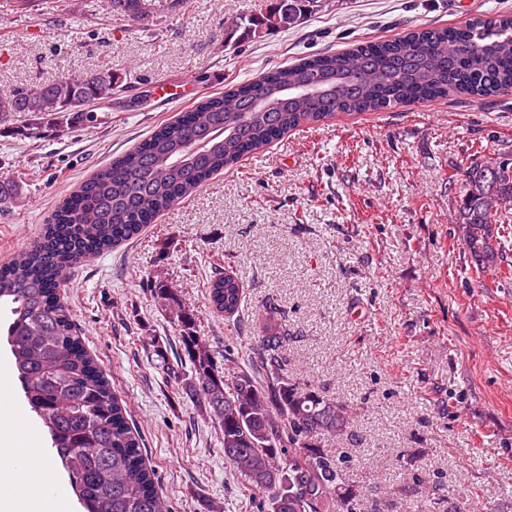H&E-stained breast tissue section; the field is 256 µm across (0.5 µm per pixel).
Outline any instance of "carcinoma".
<instances>
[{
	"mask_svg": "<svg viewBox=\"0 0 512 512\" xmlns=\"http://www.w3.org/2000/svg\"><path fill=\"white\" fill-rule=\"evenodd\" d=\"M153 0H107L134 19L153 16ZM318 0H270L261 16L231 25L238 40L286 30ZM109 64L0 92V123L15 112L69 113L81 123L90 105L122 92ZM512 89V15L462 28H432L352 51L278 67L222 95L207 97L97 170L57 206L42 237L0 265V306L7 307L6 343L31 412L49 436L83 512H169L146 465L142 439L112 383L83 347L58 295L76 264L132 240L197 190L303 123L340 112H373L457 94L488 96ZM512 204V162L464 168L452 222L462 247L484 269H497L502 209ZM177 291L159 282L157 298L178 322L191 374L183 390L222 430L224 461L262 494L269 512H366L347 480L349 457L321 445L352 434V410L308 384L288 379L282 348L286 319L258 310L257 344L245 357L227 350L219 362L196 335L194 314L175 306ZM210 307L226 318L242 312L243 284L230 273L208 284ZM393 494L439 505L418 479Z\"/></svg>",
	"mask_w": 512,
	"mask_h": 512,
	"instance_id": "cac0c4a2",
	"label": "carcinoma"
}]
</instances>
